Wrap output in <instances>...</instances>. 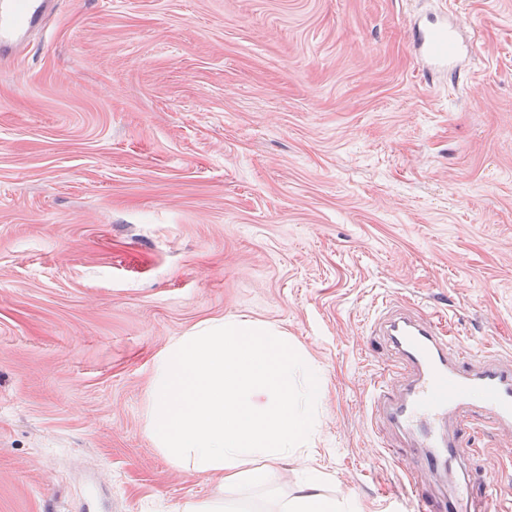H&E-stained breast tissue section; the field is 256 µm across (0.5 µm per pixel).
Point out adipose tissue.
Instances as JSON below:
<instances>
[{"instance_id": "obj_1", "label": "adipose tissue", "mask_w": 512, "mask_h": 512, "mask_svg": "<svg viewBox=\"0 0 512 512\" xmlns=\"http://www.w3.org/2000/svg\"><path fill=\"white\" fill-rule=\"evenodd\" d=\"M319 393V367L272 326L232 317L170 342L155 363L152 434L173 466L218 489L184 512H268L241 491L277 487L278 462L315 434ZM323 481L301 469L275 512H361L353 498L326 494Z\"/></svg>"}]
</instances>
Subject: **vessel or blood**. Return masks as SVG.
Segmentation results:
<instances>
[{
	"label": "vessel or blood",
	"instance_id": "obj_1",
	"mask_svg": "<svg viewBox=\"0 0 512 512\" xmlns=\"http://www.w3.org/2000/svg\"><path fill=\"white\" fill-rule=\"evenodd\" d=\"M57 8L58 0H0V59L25 49L30 35L42 30ZM460 32L451 22L413 28V45L426 62V83L466 76L469 46L461 42ZM383 326L413 371L404 388L385 381L374 386L375 401L387 421L411 435L420 449L414 461L416 478L404 496L411 512H498L489 486L467 482L450 491L444 508H436L435 497L418 475L469 459L474 453L473 425L512 429V363L492 354L473 358L450 330L432 319L392 315Z\"/></svg>",
	"mask_w": 512,
	"mask_h": 512
}]
</instances>
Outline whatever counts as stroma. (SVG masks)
<instances>
[{"mask_svg": "<svg viewBox=\"0 0 512 512\" xmlns=\"http://www.w3.org/2000/svg\"><path fill=\"white\" fill-rule=\"evenodd\" d=\"M452 8L471 74L427 86L416 18ZM409 309L512 358V0H63L0 65V512H183L158 355L242 317L321 369L310 461L385 512L412 461L369 394ZM471 469L512 512V435Z\"/></svg>", "mask_w": 512, "mask_h": 512, "instance_id": "35a3bbf8", "label": "stroma"}]
</instances>
